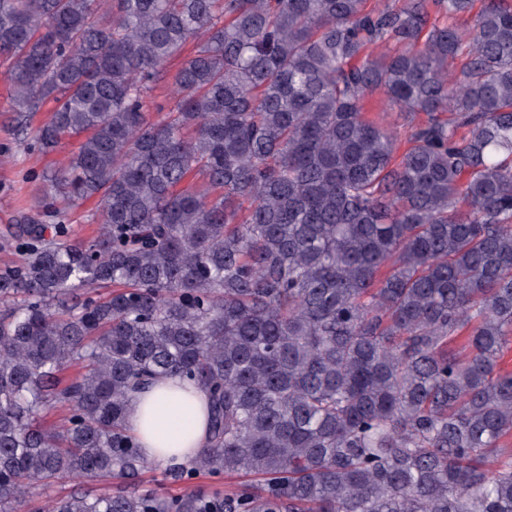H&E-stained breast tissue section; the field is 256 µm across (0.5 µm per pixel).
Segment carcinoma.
I'll list each match as a JSON object with an SVG mask.
<instances>
[{"mask_svg": "<svg viewBox=\"0 0 512 512\" xmlns=\"http://www.w3.org/2000/svg\"><path fill=\"white\" fill-rule=\"evenodd\" d=\"M0 60L34 148L78 141L43 207L99 224L24 212L0 270V512L152 466L169 374L210 399L181 492L41 512H512V0H0ZM377 90L425 116L398 159ZM182 58V57H181ZM181 58L175 59L171 62L169 65V72L166 78L161 81L156 88V90L153 92V100H154V107L159 109L160 107L165 110L169 107L171 103V98L173 96V79L172 76L175 74L176 70L178 69L180 65ZM60 214L57 217L44 216L46 224H66L72 239L90 240L95 235L96 224H92L91 214L95 211V200L90 199L80 204H68L57 201Z\"/></svg>", "mask_w": 512, "mask_h": 512, "instance_id": "obj_1", "label": "carcinoma"}]
</instances>
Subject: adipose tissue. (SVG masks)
<instances>
[{"instance_id":"obj_1","label":"adipose tissue","mask_w":512,"mask_h":512,"mask_svg":"<svg viewBox=\"0 0 512 512\" xmlns=\"http://www.w3.org/2000/svg\"><path fill=\"white\" fill-rule=\"evenodd\" d=\"M207 396L171 377L133 398L128 425L139 437L143 454L156 465L187 461L206 442Z\"/></svg>"}]
</instances>
